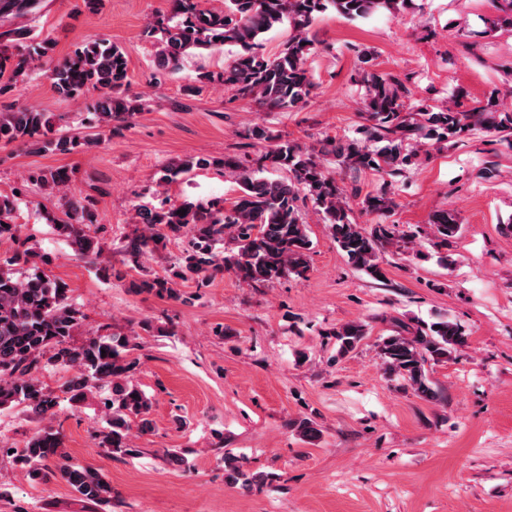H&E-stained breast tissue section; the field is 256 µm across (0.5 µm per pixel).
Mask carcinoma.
<instances>
[{"instance_id":"obj_1","label":"carcinoma","mask_w":512,"mask_h":512,"mask_svg":"<svg viewBox=\"0 0 512 512\" xmlns=\"http://www.w3.org/2000/svg\"><path fill=\"white\" fill-rule=\"evenodd\" d=\"M400 0H224L216 12L201 6V0H171L169 15L150 22L148 33L156 38L155 66L174 73L183 59L195 50L235 46L237 51L219 73H203L200 80L218 82L235 99L256 103L266 112H286L305 103L314 86L306 63L314 51L309 27L317 14L332 6L348 19L369 17L379 11L393 15ZM42 0H0V22L16 21L40 10ZM288 24L291 33L278 55L262 52L260 36L274 27ZM14 43L16 52L0 55V93L29 71L40 66L51 39L33 45L31 32L16 26L0 32V39ZM361 83L365 89L363 111L368 124L361 137L340 140L327 137L319 147L305 148L294 141L256 126L249 138L265 143L258 167L253 169L235 155L222 158H190L165 168L163 180L170 181L193 169L215 168L236 180L238 195L230 202L163 203L136 210L137 226L127 236L125 253L133 273H112V263L102 259L104 246L91 234L97 215L72 193L71 177L63 169L33 171L27 181L37 183L51 194L67 198L65 218L54 224L58 235L69 241L75 252L96 263L98 275L125 282L129 292L179 297L178 283L195 281L202 286L220 272H231L248 285H272L294 275L302 278L309 269L312 240L301 217V206L309 203L320 212L330 234L348 261L375 280L386 277L380 260L381 249H401L387 224L366 230L352 222L349 201L359 190H347L325 162L341 170L375 171L398 175L417 158L414 147L422 141L442 145L466 131L479 130L508 140L512 137V109L497 111L473 107L461 110L448 106L434 112L421 107L406 111L410 90L396 74L377 68L366 53ZM56 92L72 100L89 101L98 128L118 122L130 125L142 109L138 96L125 94L128 60L119 46L105 38L94 39L77 48L73 56L49 69ZM101 133L68 135L55 129L51 117L34 108L0 114V144L31 145L62 154L96 147ZM383 144L373 150L369 143ZM272 169L283 178L263 176ZM392 185H382L374 195L361 201L362 209L381 214L393 206ZM17 195L0 194V244L14 245L0 255V409L23 404L38 420L57 414L60 396L47 387L39 374L48 370H77L60 386L72 402L104 386L111 389L102 404L108 410L106 426L96 434L97 445L113 456L135 452L132 429L153 430L151 401L131 380L135 361L129 358L126 337L91 332L76 345L73 336L84 329L85 317L68 296L65 284L50 278L40 265L47 258L21 240V225L13 223L18 209ZM186 214H179L180 210ZM459 230L456 215L442 211L432 221L433 236L445 246ZM188 238L185 248L170 269L160 277L143 272L142 258L166 248L172 239ZM231 239L237 251L216 250ZM367 335L366 326L348 322L333 331L337 353L347 355L358 349ZM466 339L459 326L444 318L414 329L404 328L383 336L377 343L384 372L403 382L417 396L430 400L436 392L429 378L428 364L446 362L464 347ZM301 439L313 444L322 433L308 419L290 423ZM64 435L51 425L33 433L15 460L36 479L59 476L88 504L112 501V487L99 472L70 463L62 451ZM228 482L251 491L270 482L264 472H253L244 461L224 454Z\"/></svg>"}]
</instances>
